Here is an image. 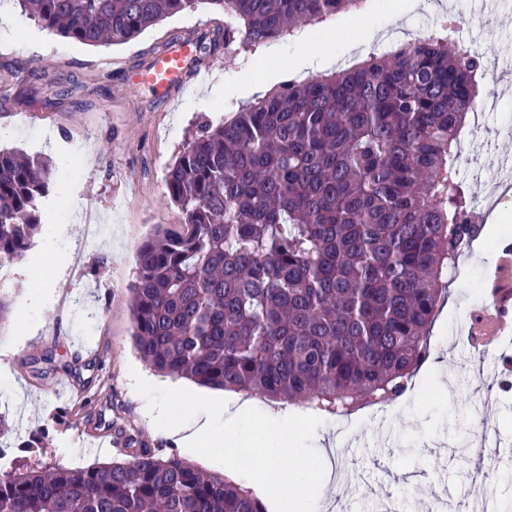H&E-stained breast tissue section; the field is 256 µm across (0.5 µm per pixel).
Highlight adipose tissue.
Segmentation results:
<instances>
[{
    "instance_id": "adipose-tissue-1",
    "label": "adipose tissue",
    "mask_w": 512,
    "mask_h": 512,
    "mask_svg": "<svg viewBox=\"0 0 512 512\" xmlns=\"http://www.w3.org/2000/svg\"><path fill=\"white\" fill-rule=\"evenodd\" d=\"M146 416L159 425L166 436L193 455H236L238 449L254 445L255 415L264 418L265 446L260 457L258 496L271 512H280L284 502L295 501L312 483L309 468L294 465V445L305 438L308 427L290 424L287 409L259 410L251 401L206 402L190 421L171 419L165 410L146 406Z\"/></svg>"
}]
</instances>
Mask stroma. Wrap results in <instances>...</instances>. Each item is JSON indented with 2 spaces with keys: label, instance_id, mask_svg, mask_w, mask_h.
Segmentation results:
<instances>
[{
  "label": "stroma",
  "instance_id": "stroma-1",
  "mask_svg": "<svg viewBox=\"0 0 512 512\" xmlns=\"http://www.w3.org/2000/svg\"><path fill=\"white\" fill-rule=\"evenodd\" d=\"M458 24V47L477 44L485 64L483 82L498 91L469 117L480 128L476 141H462L457 167L467 201L481 226L480 245H467L448 274V309L430 328V359L440 373L415 372L403 398L330 416L301 408L316 438L299 445L297 461L323 471L336 486L333 502L305 493L304 512H382L396 501L400 512H471L476 490L487 488L495 512H512V391L500 388L501 363L471 350V316L490 300L488 280L501 252L488 229L494 209L512 214V193L489 194V177L512 167V9L491 0H364L305 28L297 36L235 54L201 52L181 86L161 99L146 84H129L132 72L179 40L210 41L224 29V15L202 4L176 14L121 45L85 46L16 13L12 35L0 33V149L53 161V182L44 212L63 228V248L82 233L78 217L91 204L112 233L88 253L81 275L71 264L52 262L45 237H37L21 262L0 259V280L20 285L10 325L0 333V403L14 419V438L26 440L41 426L47 436L39 457L72 469L125 458L126 435L141 446L161 448L228 481L249 484L257 456L196 457L179 448L142 416L143 399L166 404L170 415L190 420L198 404L217 390L162 376L156 387L135 393L131 375H150L131 341L129 286L136 275V249L160 224H180V211L166 198L165 170L200 121L220 123L239 104L289 79L330 73L365 60L375 43L394 45L441 36V20ZM488 16L485 27L471 25ZM376 32L361 44L359 32ZM50 351L73 364L72 373L34 377L29 361ZM449 378L451 394L438 391ZM491 436L478 466L461 445Z\"/></svg>",
  "mask_w": 512,
  "mask_h": 512
}]
</instances>
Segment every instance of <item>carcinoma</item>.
<instances>
[{"instance_id":"1","label":"carcinoma","mask_w":512,"mask_h":512,"mask_svg":"<svg viewBox=\"0 0 512 512\" xmlns=\"http://www.w3.org/2000/svg\"><path fill=\"white\" fill-rule=\"evenodd\" d=\"M64 38L123 44L207 3L224 47L261 46L362 0H13ZM483 57L414 39L290 79L199 123L164 177L183 215L137 249L133 342L155 372L349 414L404 394L430 353L443 274L479 232L457 172ZM50 161L0 150V256L44 224ZM12 295L0 289V330ZM44 430L0 448H40ZM0 512H266L250 488L158 448L74 470L31 457L0 475Z\"/></svg>"}]
</instances>
